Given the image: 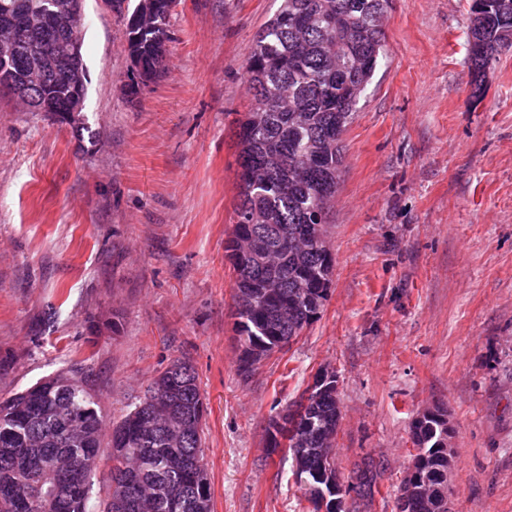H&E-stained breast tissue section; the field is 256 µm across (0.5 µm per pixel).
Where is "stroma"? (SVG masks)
I'll use <instances>...</instances> for the list:
<instances>
[{
  "label": "stroma",
  "instance_id": "35a3bbf8",
  "mask_svg": "<svg viewBox=\"0 0 512 512\" xmlns=\"http://www.w3.org/2000/svg\"><path fill=\"white\" fill-rule=\"evenodd\" d=\"M280 0H177L136 98L123 20L83 0L86 129L0 91V399L77 366L112 428L173 360L207 405L213 512H300L271 419L340 376L336 465L384 463L361 512H398L409 427L448 411L452 512H512V52L470 96L472 0H393L387 57L345 135L329 297L238 371L225 256L246 54Z\"/></svg>",
  "mask_w": 512,
  "mask_h": 512
}]
</instances>
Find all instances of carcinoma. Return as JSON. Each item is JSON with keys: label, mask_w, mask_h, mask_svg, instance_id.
<instances>
[{"label": "carcinoma", "mask_w": 512, "mask_h": 512, "mask_svg": "<svg viewBox=\"0 0 512 512\" xmlns=\"http://www.w3.org/2000/svg\"><path fill=\"white\" fill-rule=\"evenodd\" d=\"M46 0H0V17L34 11ZM55 25H72L74 0H51ZM123 14L126 51L141 77L165 68L175 0H113ZM392 0H280L258 30L245 66L250 102L236 119L239 172L234 224L225 250L235 278L234 331L239 360L259 363L295 340L328 299L335 258L326 225L345 160L343 134L385 56L384 22ZM470 70L484 74L512 50V0H473ZM39 48L18 38L15 60ZM77 79L66 57L53 58L48 94L63 107ZM338 375L315 376L288 410V444L267 429L268 452L291 457L312 477L302 490L312 512L350 494L364 500L384 469L367 456L345 492L333 494L341 422ZM206 412L193 366L176 359L147 385L113 426L99 508L90 505L99 468L103 419L83 372L67 368L0 401V512H212L204 454ZM410 435L424 479L407 474L399 512H448V435L444 410L416 419Z\"/></svg>", "instance_id": "obj_1"}]
</instances>
